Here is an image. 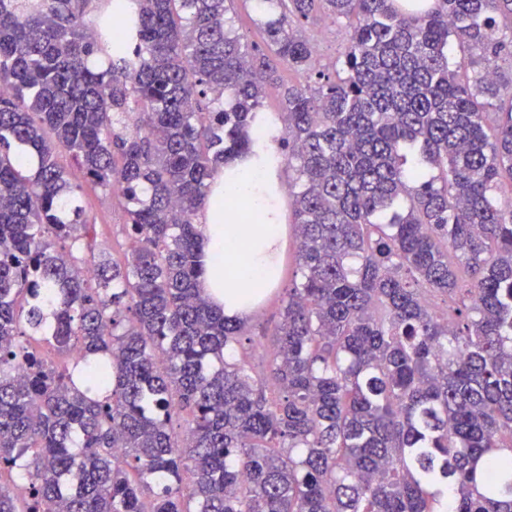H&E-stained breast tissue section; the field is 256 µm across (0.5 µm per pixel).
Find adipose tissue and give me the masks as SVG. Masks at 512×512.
<instances>
[{
	"instance_id": "ef3b65f1",
	"label": "adipose tissue",
	"mask_w": 512,
	"mask_h": 512,
	"mask_svg": "<svg viewBox=\"0 0 512 512\" xmlns=\"http://www.w3.org/2000/svg\"><path fill=\"white\" fill-rule=\"evenodd\" d=\"M267 175L259 169L242 166L236 180L217 181L199 212L205 274L202 286L225 317L245 319L255 308L263 289L280 278L282 255L288 228L280 224L278 200L267 192ZM261 214L263 223L241 220L245 211ZM234 232L235 247L226 244L227 232Z\"/></svg>"
}]
</instances>
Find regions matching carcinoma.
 Masks as SVG:
<instances>
[{
	"mask_svg": "<svg viewBox=\"0 0 512 512\" xmlns=\"http://www.w3.org/2000/svg\"><path fill=\"white\" fill-rule=\"evenodd\" d=\"M229 2L0 0V512H512V0H257L263 50ZM60 149L126 199L122 262ZM246 159L299 237L264 370L200 285ZM306 33L317 44L318 58L316 67L324 69L336 63L342 54L345 44V28L340 23H334L331 19L320 18L314 22L304 24Z\"/></svg>",
	"mask_w": 512,
	"mask_h": 512,
	"instance_id": "cac0c4a2",
	"label": "carcinoma"
}]
</instances>
